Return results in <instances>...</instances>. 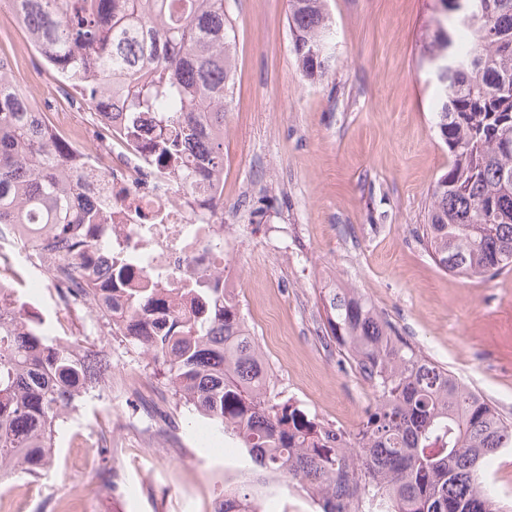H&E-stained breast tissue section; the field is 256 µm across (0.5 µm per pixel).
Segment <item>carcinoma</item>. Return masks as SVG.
I'll list each match as a JSON object with an SVG mask.
<instances>
[{"label": "carcinoma", "instance_id": "1", "mask_svg": "<svg viewBox=\"0 0 512 512\" xmlns=\"http://www.w3.org/2000/svg\"><path fill=\"white\" fill-rule=\"evenodd\" d=\"M34 48L61 79L90 93L120 86L135 129L152 115L160 158L191 150L195 175L224 169V115L234 85L224 0H13ZM485 21L460 25V5ZM299 66L323 73L334 49L325 0H288ZM457 63L437 75L434 127L448 146V170L433 185L422 242L443 271L492 278L512 267V0H432L421 59ZM146 77L117 84L124 74ZM79 149L59 137L28 94L0 77V225L43 224L65 240V269L85 249L83 224H107L110 208L82 200ZM82 308L159 367L165 385L215 432L230 434L266 476L300 488L318 512H502L486 479L489 458L512 447V424L482 394L395 335L352 288L320 296L323 327L341 361L373 390L374 403L347 432L275 391L273 374L218 279L189 289L194 314L145 321L150 292L125 290L126 319L102 300L95 269L77 267ZM110 377L106 360L81 359L58 344L47 319L23 311L0 289V477L43 476L55 435ZM216 512H264L242 488L227 489Z\"/></svg>", "mask_w": 512, "mask_h": 512}]
</instances>
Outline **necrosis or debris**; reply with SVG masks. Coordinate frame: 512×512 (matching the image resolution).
I'll list each match as a JSON object with an SVG mask.
<instances>
[{
    "label": "necrosis or debris",
    "instance_id": "1",
    "mask_svg": "<svg viewBox=\"0 0 512 512\" xmlns=\"http://www.w3.org/2000/svg\"><path fill=\"white\" fill-rule=\"evenodd\" d=\"M40 110L58 133L86 145L87 199L112 205L111 224L86 232V260L102 277L110 276L116 251H123L124 287L164 286V294L151 303L153 317L161 318L187 305L188 282L229 276L225 258L232 243L213 206L223 192V173L195 187L185 184L159 162L150 139L130 136L120 93L108 90L87 99L67 87L61 96L43 100ZM44 240L41 233L0 226V249L47 264L54 257L43 251Z\"/></svg>",
    "mask_w": 512,
    "mask_h": 512
}]
</instances>
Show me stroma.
Wrapping results in <instances>:
<instances>
[{
	"label": "stroma",
	"mask_w": 512,
	"mask_h": 512,
	"mask_svg": "<svg viewBox=\"0 0 512 512\" xmlns=\"http://www.w3.org/2000/svg\"><path fill=\"white\" fill-rule=\"evenodd\" d=\"M334 56L309 76L291 49L287 0H224L234 89L224 119V224L239 306L277 391L355 429L373 396L324 339L319 295L371 302L423 356L512 420V269L441 271L419 240L448 168L432 123L438 90L420 59L430 0H327ZM111 377L61 426L44 476L12 512H215L251 470L229 437L200 441L142 350L110 336ZM111 440L103 454L101 443ZM109 471L113 489L102 488Z\"/></svg>",
	"instance_id": "obj_1"
}]
</instances>
